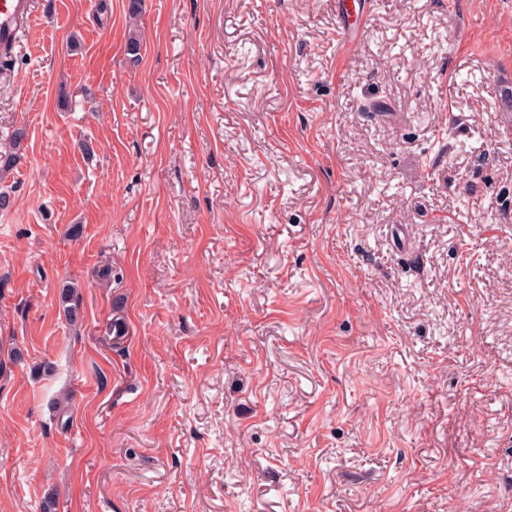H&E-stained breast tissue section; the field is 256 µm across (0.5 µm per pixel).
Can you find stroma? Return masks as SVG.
<instances>
[{"mask_svg":"<svg viewBox=\"0 0 512 512\" xmlns=\"http://www.w3.org/2000/svg\"><path fill=\"white\" fill-rule=\"evenodd\" d=\"M370 2L33 0L0 512H512V0ZM78 286L75 284L66 283L63 285L60 292V301L63 307V312L66 320L71 325H77L80 314V295L78 292Z\"/></svg>","mask_w":512,"mask_h":512,"instance_id":"stroma-1","label":"stroma"}]
</instances>
